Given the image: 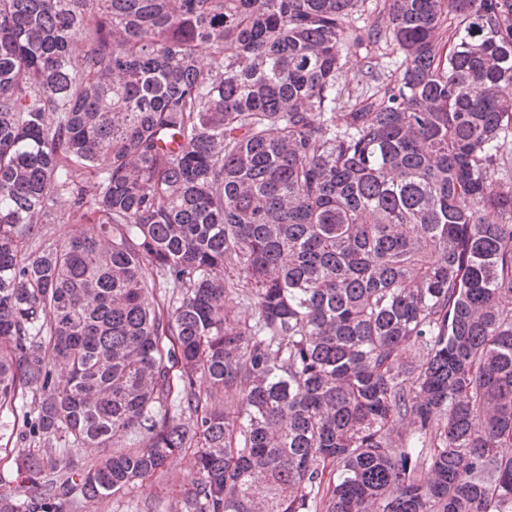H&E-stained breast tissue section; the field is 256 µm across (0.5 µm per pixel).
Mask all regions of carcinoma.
<instances>
[{
	"label": "carcinoma",
	"instance_id": "cac0c4a2",
	"mask_svg": "<svg viewBox=\"0 0 512 512\" xmlns=\"http://www.w3.org/2000/svg\"><path fill=\"white\" fill-rule=\"evenodd\" d=\"M364 2L0 0V512H512V0ZM365 55L366 50L364 48H353L348 55L347 64L338 77V84L344 93V102L347 101L349 93V102L351 104L355 103L356 96L361 92V87L366 79L362 77L361 73ZM21 404V402L16 404L17 412L14 411L15 415L9 411L0 413V448H3L0 451V476L2 478V480H0V492L24 495L26 494V488L19 487L15 482H8L11 481L10 475L12 471L15 470V460L17 456L22 453V448H28L27 445L24 446L19 443L16 444L15 435L9 439L15 418L16 429L22 424V412L29 411L31 409L29 406L22 408ZM195 478L187 460L175 461L161 478L154 477L127 495L89 503L82 512H137L149 503L152 512H175L178 493Z\"/></svg>",
	"mask_w": 512,
	"mask_h": 512
}]
</instances>
